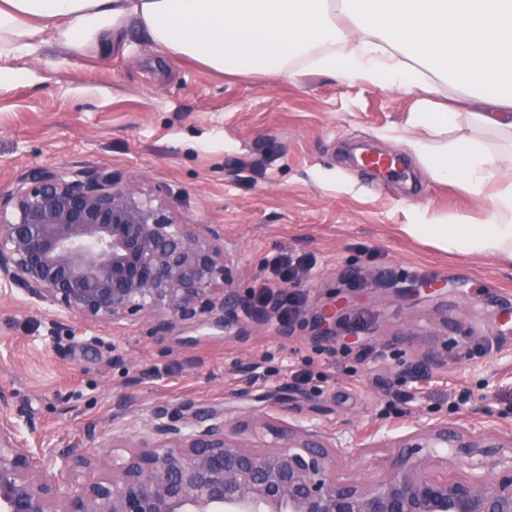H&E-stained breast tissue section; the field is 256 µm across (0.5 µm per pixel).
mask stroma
<instances>
[{
    "instance_id": "obj_1",
    "label": "stroma",
    "mask_w": 512,
    "mask_h": 512,
    "mask_svg": "<svg viewBox=\"0 0 512 512\" xmlns=\"http://www.w3.org/2000/svg\"><path fill=\"white\" fill-rule=\"evenodd\" d=\"M0 79V193L34 168L109 170L164 198L181 224L224 234L232 288L268 324L246 331L154 319L54 327L41 303L0 290V390L36 427L31 442L100 454L134 437L150 412L211 408L254 440L315 425L350 446L343 473L378 477L419 417L512 432V265L463 256L409 235V224L458 213L483 219L488 200L436 179L413 149L449 134L413 132L415 94L315 72L297 81L232 77L168 57L137 35L104 55L12 61ZM370 144L399 152L402 179L350 162ZM308 272L268 279L276 255ZM434 290H421L423 282ZM296 294L282 315L263 287ZM341 310L354 338L316 335V315Z\"/></svg>"
}]
</instances>
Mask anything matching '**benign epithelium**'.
<instances>
[{"label":"benign epithelium","mask_w":512,"mask_h":512,"mask_svg":"<svg viewBox=\"0 0 512 512\" xmlns=\"http://www.w3.org/2000/svg\"><path fill=\"white\" fill-rule=\"evenodd\" d=\"M231 279L217 229L110 171L37 168L0 194V288L60 317L224 327L243 304ZM23 426L1 391L0 512H512V436L446 420L416 424L374 480L340 473L347 449L315 426L266 422L258 445L213 410L157 412L108 460L33 448Z\"/></svg>","instance_id":"obj_1"}]
</instances>
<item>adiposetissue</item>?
I'll return each mask as SVG.
<instances>
[{"instance_id": "adipose-tissue-1", "label": "adipose tissue", "mask_w": 512, "mask_h": 512, "mask_svg": "<svg viewBox=\"0 0 512 512\" xmlns=\"http://www.w3.org/2000/svg\"><path fill=\"white\" fill-rule=\"evenodd\" d=\"M137 34L159 52L234 76L294 79L304 69L420 91L411 127L470 137L414 141L431 173L489 197L479 223L409 224L407 233L466 256L512 264V0H0V62L40 59L48 43L103 53Z\"/></svg>"}]
</instances>
